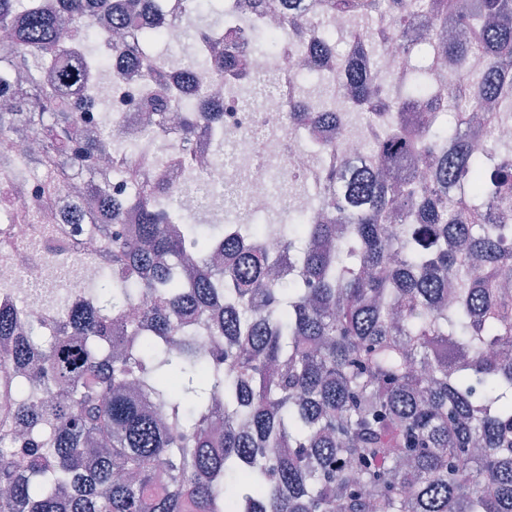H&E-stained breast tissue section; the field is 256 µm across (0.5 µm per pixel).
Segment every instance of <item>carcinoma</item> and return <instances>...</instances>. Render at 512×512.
Returning a JSON list of instances; mask_svg holds the SVG:
<instances>
[{"label":"carcinoma","instance_id":"cac0c4a2","mask_svg":"<svg viewBox=\"0 0 512 512\" xmlns=\"http://www.w3.org/2000/svg\"><path fill=\"white\" fill-rule=\"evenodd\" d=\"M277 3L296 29L307 12L347 18L348 41L457 30L425 66L405 62L394 94L359 57L336 65L343 93L297 88L288 129L354 116L373 145L362 168L334 145L311 155L325 184L307 202L328 216L310 224H225L228 192L184 214L164 154L82 135L112 105L111 58L173 91L182 146L222 131V100L192 91L270 82L245 77L224 9L0 0V65L18 84L43 75L29 94L0 82V136L35 138L24 163L40 175L28 239L0 224V263L85 224L111 261L78 299L56 288L78 271L66 254L35 294L0 283V512H512V167L498 163L512 142L479 148L466 130L478 112L512 122V0ZM169 9L191 39L177 76L157 50ZM142 17V55L94 37ZM332 38L289 44L282 65ZM445 66L462 80L444 90ZM443 94L463 109L448 134L421 111ZM179 163L200 188L188 150ZM114 174L130 194H112ZM71 188L73 209L45 222Z\"/></svg>","mask_w":512,"mask_h":512}]
</instances>
